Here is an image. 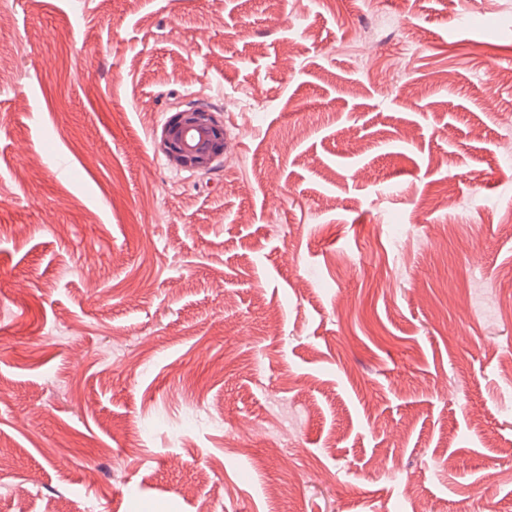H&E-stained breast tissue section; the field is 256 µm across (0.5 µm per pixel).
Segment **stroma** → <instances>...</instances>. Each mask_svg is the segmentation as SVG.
Here are the masks:
<instances>
[{"label": "stroma", "instance_id": "obj_1", "mask_svg": "<svg viewBox=\"0 0 512 512\" xmlns=\"http://www.w3.org/2000/svg\"><path fill=\"white\" fill-rule=\"evenodd\" d=\"M511 70L512 0H0V512L512 506ZM158 147L177 167L207 173L224 156L223 120L207 106H187L163 125Z\"/></svg>", "mask_w": 512, "mask_h": 512}]
</instances>
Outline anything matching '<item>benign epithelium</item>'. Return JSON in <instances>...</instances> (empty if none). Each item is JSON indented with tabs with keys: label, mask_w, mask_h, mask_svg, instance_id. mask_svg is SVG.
<instances>
[{
	"label": "benign epithelium",
	"mask_w": 512,
	"mask_h": 512,
	"mask_svg": "<svg viewBox=\"0 0 512 512\" xmlns=\"http://www.w3.org/2000/svg\"><path fill=\"white\" fill-rule=\"evenodd\" d=\"M158 147L179 168L207 173L224 156V123L218 113L191 105L163 125Z\"/></svg>",
	"instance_id": "obj_1"
}]
</instances>
